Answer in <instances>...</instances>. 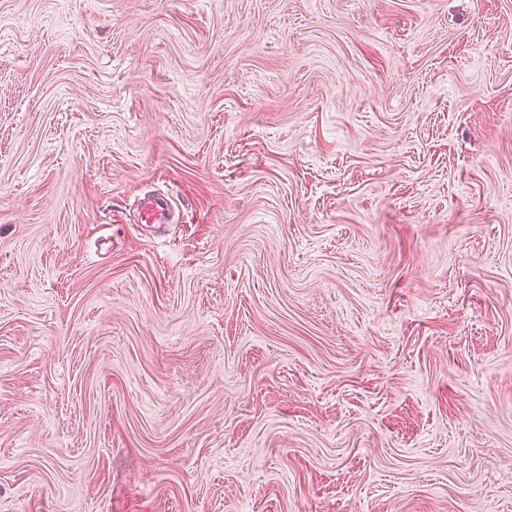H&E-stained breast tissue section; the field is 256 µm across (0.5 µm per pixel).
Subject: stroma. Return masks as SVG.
I'll return each instance as SVG.
<instances>
[{
  "label": "stroma",
  "mask_w": 512,
  "mask_h": 512,
  "mask_svg": "<svg viewBox=\"0 0 512 512\" xmlns=\"http://www.w3.org/2000/svg\"><path fill=\"white\" fill-rule=\"evenodd\" d=\"M0 512H512V0H0ZM138 211L140 222L143 224H170L172 221L170 201L161 193L141 198Z\"/></svg>",
  "instance_id": "1"
}]
</instances>
